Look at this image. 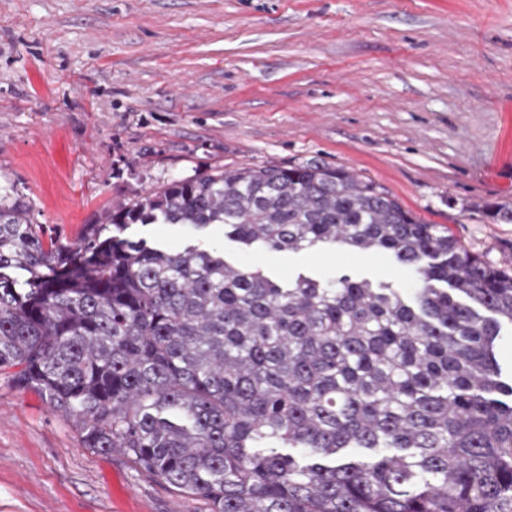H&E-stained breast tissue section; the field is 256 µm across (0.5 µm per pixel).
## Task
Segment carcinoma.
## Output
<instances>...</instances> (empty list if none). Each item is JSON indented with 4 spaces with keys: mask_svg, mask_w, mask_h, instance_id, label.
<instances>
[{
    "mask_svg": "<svg viewBox=\"0 0 512 512\" xmlns=\"http://www.w3.org/2000/svg\"><path fill=\"white\" fill-rule=\"evenodd\" d=\"M391 254L407 301L342 275L282 287L196 247ZM512 275L343 167L217 170L109 208L71 245L0 200V374L210 512H512ZM502 336L496 341V357L506 377L512 378V335L510 330L503 329Z\"/></svg>",
    "mask_w": 512,
    "mask_h": 512,
    "instance_id": "obj_1",
    "label": "carcinoma"
}]
</instances>
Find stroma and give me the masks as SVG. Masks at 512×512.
I'll list each match as a JSON object with an SVG mask.
<instances>
[{"mask_svg":"<svg viewBox=\"0 0 512 512\" xmlns=\"http://www.w3.org/2000/svg\"><path fill=\"white\" fill-rule=\"evenodd\" d=\"M320 159L512 270V0H0V197L71 244L113 204L215 169ZM220 246L278 282L411 295L385 252ZM0 512H210L0 375Z\"/></svg>","mask_w":512,"mask_h":512,"instance_id":"35a3bbf8","label":"stroma"}]
</instances>
